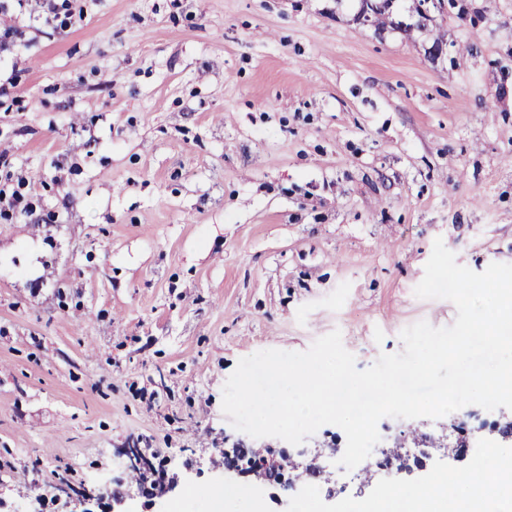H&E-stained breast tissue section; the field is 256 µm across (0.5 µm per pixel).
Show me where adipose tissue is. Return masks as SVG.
Instances as JSON below:
<instances>
[{"label":"adipose tissue","instance_id":"1","mask_svg":"<svg viewBox=\"0 0 512 512\" xmlns=\"http://www.w3.org/2000/svg\"><path fill=\"white\" fill-rule=\"evenodd\" d=\"M512 493V483L497 470L478 468L449 474L421 488L393 487L370 504L368 512H482L491 494Z\"/></svg>","mask_w":512,"mask_h":512}]
</instances>
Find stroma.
<instances>
[{
  "mask_svg": "<svg viewBox=\"0 0 512 512\" xmlns=\"http://www.w3.org/2000/svg\"><path fill=\"white\" fill-rule=\"evenodd\" d=\"M67 26L9 0L0 154L35 208L0 219V501L54 512L60 486L137 496L120 448L164 482L222 487L244 439L222 410L241 358L340 330L357 369L401 331L456 318L421 299L435 239L481 272L512 263V0H459L415 28L357 24L359 0H70ZM443 33L441 56L429 55ZM384 418V445L478 420ZM288 447L345 448L335 425ZM422 474L322 458L311 512H353ZM338 491L327 499V488Z\"/></svg>",
  "mask_w": 512,
  "mask_h": 512,
  "instance_id": "1",
  "label": "stroma"
}]
</instances>
